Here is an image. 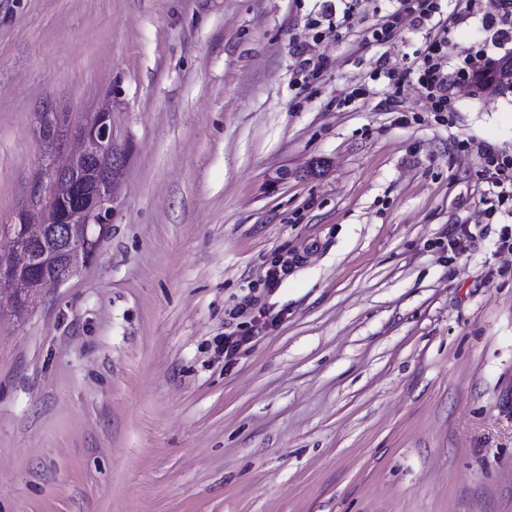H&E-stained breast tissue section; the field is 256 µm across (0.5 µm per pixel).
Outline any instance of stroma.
<instances>
[{
	"mask_svg": "<svg viewBox=\"0 0 512 512\" xmlns=\"http://www.w3.org/2000/svg\"><path fill=\"white\" fill-rule=\"evenodd\" d=\"M434 2L449 67L501 56L497 0ZM323 5L0 0V228L43 105L111 100L126 155L97 257L0 292V512H512V212L476 152L512 159V88L433 111L376 75L429 28Z\"/></svg>",
	"mask_w": 512,
	"mask_h": 512,
	"instance_id": "obj_1",
	"label": "stroma"
}]
</instances>
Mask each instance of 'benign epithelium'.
<instances>
[{"instance_id":"benign-epithelium-1","label":"benign epithelium","mask_w":512,"mask_h":512,"mask_svg":"<svg viewBox=\"0 0 512 512\" xmlns=\"http://www.w3.org/2000/svg\"><path fill=\"white\" fill-rule=\"evenodd\" d=\"M36 132L44 156L63 159L64 167L49 166L51 204L38 205L32 193L4 227L11 249L0 253V286L18 310L32 304L35 284L56 288L94 257L112 224L114 186L124 166V153L114 147L110 102L76 125L56 112H39ZM49 267L60 274L43 275Z\"/></svg>"}]
</instances>
